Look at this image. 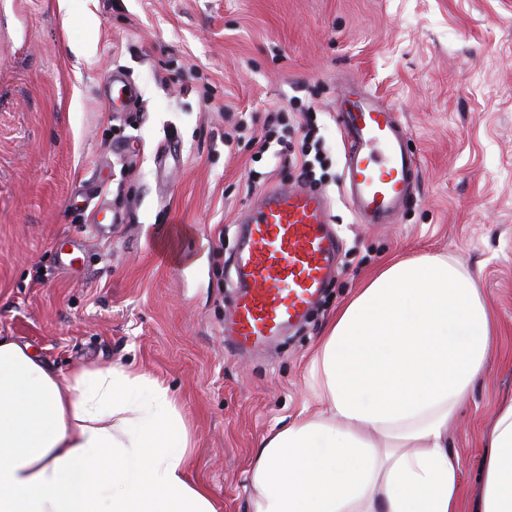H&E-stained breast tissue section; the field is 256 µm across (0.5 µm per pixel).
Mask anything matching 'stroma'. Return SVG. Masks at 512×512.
I'll use <instances>...</instances> for the list:
<instances>
[{
    "label": "stroma",
    "instance_id": "1",
    "mask_svg": "<svg viewBox=\"0 0 512 512\" xmlns=\"http://www.w3.org/2000/svg\"><path fill=\"white\" fill-rule=\"evenodd\" d=\"M116 69L138 92L124 112L104 103ZM348 79L401 112L415 195L396 223L360 224L329 184L338 273L297 330L239 353L224 319L248 177L285 187L297 172L278 145L257 162L255 142L224 134L298 98L341 173ZM171 135L181 156L158 167ZM93 179L122 217L97 234ZM71 238L64 272L55 247ZM426 252L478 279L498 337L448 428L472 502L482 437L512 398V0H0V336L64 375L119 358L170 386L219 512H249L253 448L317 409L310 363L337 308L387 258Z\"/></svg>",
    "mask_w": 512,
    "mask_h": 512
}]
</instances>
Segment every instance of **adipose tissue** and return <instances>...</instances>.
Segmentation results:
<instances>
[{
    "instance_id": "obj_1",
    "label": "adipose tissue",
    "mask_w": 512,
    "mask_h": 512,
    "mask_svg": "<svg viewBox=\"0 0 512 512\" xmlns=\"http://www.w3.org/2000/svg\"><path fill=\"white\" fill-rule=\"evenodd\" d=\"M493 334L457 262L386 264L316 348L321 410L255 448L251 512H512V399L486 437L475 503L448 449ZM191 453L175 396L147 371L114 362L61 375L0 336V512H217Z\"/></svg>"
}]
</instances>
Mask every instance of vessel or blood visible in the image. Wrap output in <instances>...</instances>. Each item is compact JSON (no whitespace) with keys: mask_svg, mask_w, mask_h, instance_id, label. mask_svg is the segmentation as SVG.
Segmentation results:
<instances>
[{"mask_svg":"<svg viewBox=\"0 0 512 512\" xmlns=\"http://www.w3.org/2000/svg\"><path fill=\"white\" fill-rule=\"evenodd\" d=\"M337 110L346 144L343 186L354 214L366 224L395 223L419 176L400 112L359 85L341 93ZM101 194L95 184L85 189L86 199L96 202L92 226L98 231L112 221L111 210L97 202ZM239 222L237 299L224 334L248 351L302 323L336 272L340 239L329 197L302 185L266 188Z\"/></svg>","mask_w":512,"mask_h":512,"instance_id":"1","label":"vessel or blood"}]
</instances>
